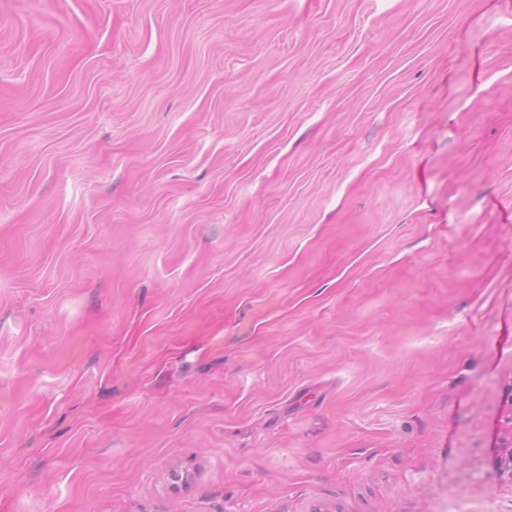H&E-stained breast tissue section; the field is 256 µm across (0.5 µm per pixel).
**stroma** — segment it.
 I'll return each instance as SVG.
<instances>
[{
  "label": "stroma",
  "mask_w": 512,
  "mask_h": 512,
  "mask_svg": "<svg viewBox=\"0 0 512 512\" xmlns=\"http://www.w3.org/2000/svg\"><path fill=\"white\" fill-rule=\"evenodd\" d=\"M512 0H0V512H512Z\"/></svg>",
  "instance_id": "1"
}]
</instances>
